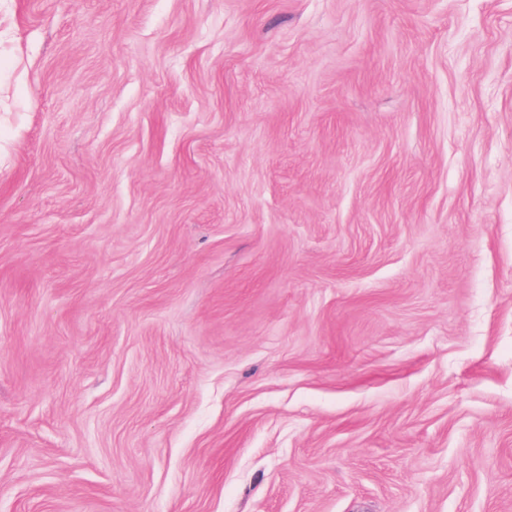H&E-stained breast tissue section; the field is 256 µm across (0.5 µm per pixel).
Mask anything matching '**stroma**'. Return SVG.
<instances>
[{"label": "stroma", "instance_id": "stroma-1", "mask_svg": "<svg viewBox=\"0 0 512 512\" xmlns=\"http://www.w3.org/2000/svg\"><path fill=\"white\" fill-rule=\"evenodd\" d=\"M0 512H512V0H0Z\"/></svg>", "mask_w": 512, "mask_h": 512}]
</instances>
